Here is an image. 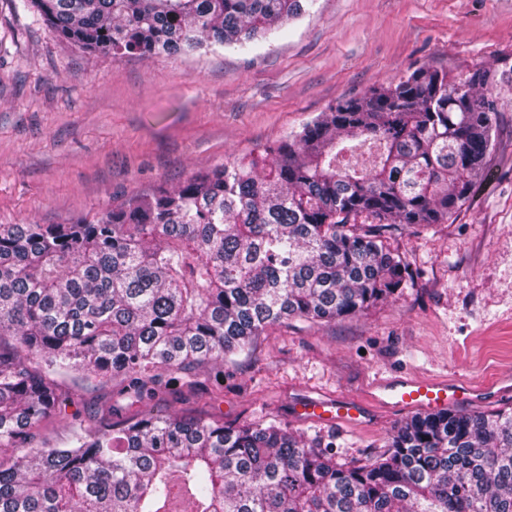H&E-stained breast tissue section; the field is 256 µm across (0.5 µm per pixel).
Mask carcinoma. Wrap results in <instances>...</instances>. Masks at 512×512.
Returning a JSON list of instances; mask_svg holds the SVG:
<instances>
[{
	"mask_svg": "<svg viewBox=\"0 0 512 512\" xmlns=\"http://www.w3.org/2000/svg\"><path fill=\"white\" fill-rule=\"evenodd\" d=\"M303 2L24 0L81 48L141 56L242 46ZM488 82L422 67L91 221L0 224V512H512L511 407L417 414L365 463L276 420L74 418L67 445L36 440L60 378L144 398L274 325L399 295L412 272L387 229L440 224L470 197L503 108Z\"/></svg>",
	"mask_w": 512,
	"mask_h": 512,
	"instance_id": "1",
	"label": "carcinoma"
}]
</instances>
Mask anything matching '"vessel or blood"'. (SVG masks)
I'll use <instances>...</instances> for the list:
<instances>
[{
  "instance_id": "1",
  "label": "vessel or blood",
  "mask_w": 512,
  "mask_h": 512,
  "mask_svg": "<svg viewBox=\"0 0 512 512\" xmlns=\"http://www.w3.org/2000/svg\"><path fill=\"white\" fill-rule=\"evenodd\" d=\"M512 392V377L498 375L476 380L470 377H422L395 373L374 380L368 401L344 396L306 398L293 405L296 416L321 424L361 427L375 408L390 411L435 412L455 406L489 404Z\"/></svg>"
}]
</instances>
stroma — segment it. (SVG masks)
Returning <instances> with one entry per match:
<instances>
[{"label":"stroma","instance_id":"stroma-1","mask_svg":"<svg viewBox=\"0 0 512 512\" xmlns=\"http://www.w3.org/2000/svg\"><path fill=\"white\" fill-rule=\"evenodd\" d=\"M428 67L481 69L505 105L469 199L448 221L394 229L413 280L399 297L325 324L268 329L254 348L135 402L118 383L60 381L65 416L147 412L225 423L277 420L335 445L340 461L384 451L403 412L364 427L292 416L309 396L365 398L379 376L512 372V0H313L244 46L112 56L59 37L22 0H0V224H71L278 143L319 113Z\"/></svg>","mask_w":512,"mask_h":512}]
</instances>
